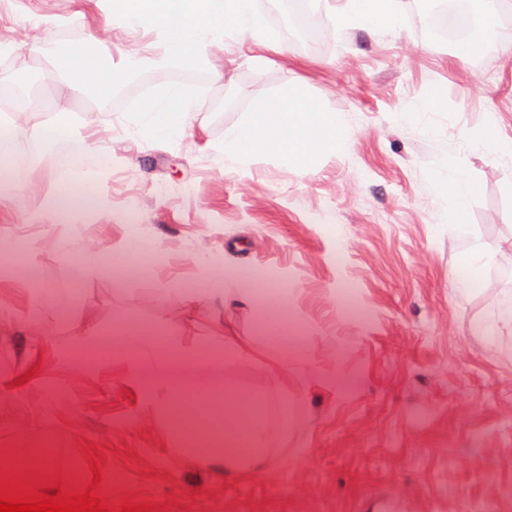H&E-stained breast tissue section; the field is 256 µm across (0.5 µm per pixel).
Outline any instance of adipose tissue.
<instances>
[{"mask_svg":"<svg viewBox=\"0 0 512 512\" xmlns=\"http://www.w3.org/2000/svg\"><path fill=\"white\" fill-rule=\"evenodd\" d=\"M400 0H343L334 15L336 26L359 21L377 29L395 26ZM114 22L129 32L150 38L158 48L162 62L194 67L206 60L209 50L223 43L230 34L244 36L258 26L254 0H107ZM62 72L85 86L106 91L117 86L123 73L101 66L96 56L94 38H86L79 47L61 56ZM199 109L196 94L180 86L157 90L138 108L136 124L150 137L174 142L185 136L194 112ZM347 135L335 113L292 87L275 97L259 102L251 116L229 128L224 134V153L241 160L259 151L273 153L284 165L300 175L310 174L317 161L346 148ZM84 194L62 193L53 196L41 210L49 223L63 224L78 212L96 208V178L85 175ZM122 346L150 359L148 369L132 366L131 375L138 381L147 404L158 414L171 417L173 396L182 391L177 377L180 355L158 353L152 336L137 327L122 330ZM264 402L251 403L250 421L244 432L246 450L227 445L205 447L194 439V455L204 457L214 466L228 471L259 469L273 443L270 429L260 412Z\"/></svg>","mask_w":512,"mask_h":512,"instance_id":"1","label":"adipose tissue"}]
</instances>
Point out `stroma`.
Returning <instances> with one entry per match:
<instances>
[{"label":"stroma","instance_id":"obj_1","mask_svg":"<svg viewBox=\"0 0 512 512\" xmlns=\"http://www.w3.org/2000/svg\"><path fill=\"white\" fill-rule=\"evenodd\" d=\"M430 2L401 0L399 24L378 30L332 26L339 0H317L310 45L288 0H256L266 38L186 68L112 23L105 0H0V72L49 106L33 114L0 99L24 157L0 159V179L24 175L0 201V236L16 244L10 265L37 271L0 276V449L51 444L60 477L89 486L95 461L103 501L165 512H390L395 497L401 512H512V328L476 330L512 293V155L472 145L488 132L512 138V8L471 56L431 35ZM89 36L125 74L113 94L61 76L58 49ZM167 85L202 105L175 142L133 120ZM289 87L335 113L348 147L305 177L264 153L217 163L225 130ZM60 119L67 136L43 143L41 125ZM103 149L101 209L42 223V202L63 191L57 158L74 152L89 169ZM457 165L475 186L461 225L436 185L438 168ZM474 244L492 260L462 295L450 269ZM122 248L144 274L90 267ZM218 266L250 275L259 299L292 292L287 319L198 296ZM56 293L74 302L59 322L37 311ZM129 319L188 352L211 342L251 355L233 374L266 398L275 434L258 470L226 475L183 450L128 376L131 353L114 346ZM287 330L305 337L308 363L283 360ZM92 331L106 338L103 359L73 374ZM314 369L328 381L310 379Z\"/></svg>","mask_w":512,"mask_h":512}]
</instances>
